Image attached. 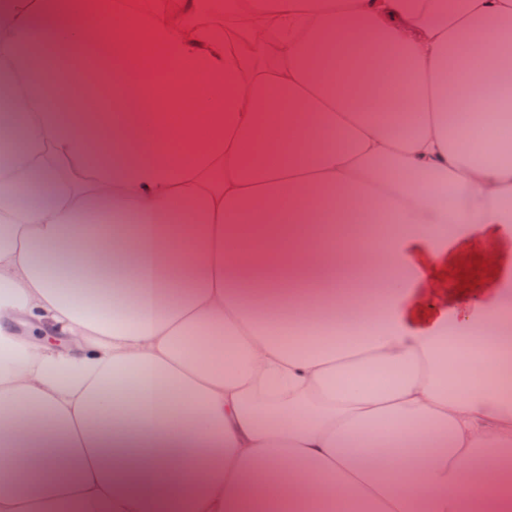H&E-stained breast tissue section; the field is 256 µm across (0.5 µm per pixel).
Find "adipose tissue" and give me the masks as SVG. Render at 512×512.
<instances>
[{
    "label": "adipose tissue",
    "instance_id": "ef3b65f1",
    "mask_svg": "<svg viewBox=\"0 0 512 512\" xmlns=\"http://www.w3.org/2000/svg\"><path fill=\"white\" fill-rule=\"evenodd\" d=\"M205 7L0 0V512H512V0Z\"/></svg>",
    "mask_w": 512,
    "mask_h": 512
}]
</instances>
